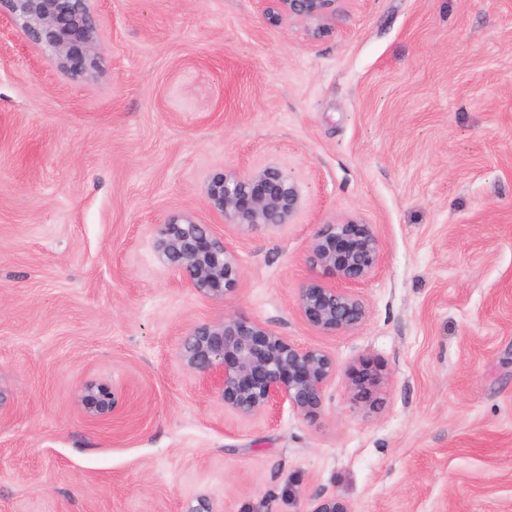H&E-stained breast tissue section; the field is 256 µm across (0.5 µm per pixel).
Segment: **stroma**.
<instances>
[{
  "instance_id": "1",
  "label": "stroma",
  "mask_w": 512,
  "mask_h": 512,
  "mask_svg": "<svg viewBox=\"0 0 512 512\" xmlns=\"http://www.w3.org/2000/svg\"><path fill=\"white\" fill-rule=\"evenodd\" d=\"M75 81L0 24V512H512V0H336L326 30L257 0H95ZM279 164L304 205L224 226L204 189ZM212 225L243 276L182 285L154 227ZM370 225L355 331L296 292L318 223ZM225 315L335 358L312 417L242 419L182 363ZM368 375L357 388L353 380ZM119 387L113 414L81 404ZM81 402L89 415L100 418L115 411L118 399L113 386L90 383L84 387Z\"/></svg>"
}]
</instances>
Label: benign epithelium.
I'll list each match as a JSON object with an SVG mask.
<instances>
[{
	"instance_id": "7a95c632",
	"label": "benign epithelium",
	"mask_w": 512,
	"mask_h": 512,
	"mask_svg": "<svg viewBox=\"0 0 512 512\" xmlns=\"http://www.w3.org/2000/svg\"><path fill=\"white\" fill-rule=\"evenodd\" d=\"M92 0H0V19L49 50L58 67L74 80L99 67L103 33ZM271 25L290 20L325 21L336 0H259ZM207 205L224 224L244 230H277L292 223L303 207L297 182L271 163L248 174L225 170L214 174L205 190ZM158 260L179 281L213 301L234 292L242 275L237 255L224 236L189 216H172L156 225ZM380 259V242L367 224L327 222L318 225L305 257L310 276L297 288L302 319L324 335L358 328L367 308L351 286L369 279ZM334 278L324 281L318 272ZM183 364L219 393L224 408L242 419L288 405L307 417L322 408L325 392L336 379V360L318 347H300L263 323L226 315L221 321L193 327L181 338ZM81 402L93 417L117 407L115 389L102 383L84 387ZM310 512H351L335 496Z\"/></svg>"
}]
</instances>
